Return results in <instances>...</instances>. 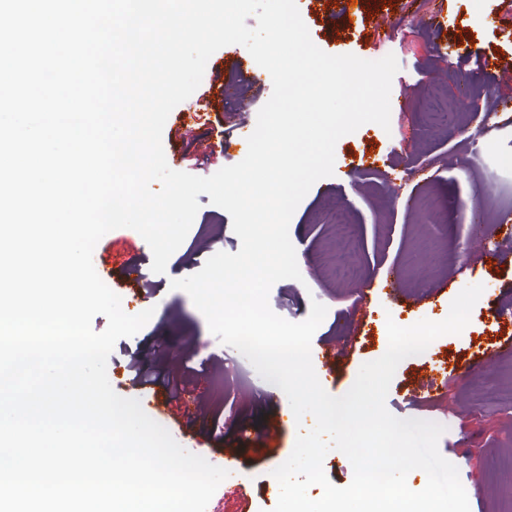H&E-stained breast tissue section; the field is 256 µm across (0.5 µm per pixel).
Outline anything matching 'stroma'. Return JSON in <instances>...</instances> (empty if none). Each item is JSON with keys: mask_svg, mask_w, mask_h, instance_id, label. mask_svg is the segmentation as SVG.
<instances>
[{"mask_svg": "<svg viewBox=\"0 0 512 512\" xmlns=\"http://www.w3.org/2000/svg\"><path fill=\"white\" fill-rule=\"evenodd\" d=\"M314 44L332 55L360 58L394 55L399 70L391 90L389 128L374 123L341 137L335 146L333 176L316 182L297 207L289 226L301 280L273 285L269 305L279 316L299 322L312 301L327 315L316 331L344 352L330 395L353 386L362 364L388 348L387 320L408 327L419 320H444L452 300L466 286L483 285L470 322L457 335L435 339L424 352L406 357L390 384L386 406L396 417L434 421L445 426L440 453L456 449L468 465L461 475L470 486V512H512L505 486L512 479V261L488 265L490 251L512 253L496 223L512 211V123L495 111L512 99V70L484 74L485 57L512 58V7L505 0H296ZM440 12L438 27L427 19ZM233 85L236 97L213 95L214 77ZM272 93V80H241L231 67L207 64L192 96L170 113L163 130L166 157L174 170L206 177L241 162L248 151L257 113ZM212 105L191 131L179 126L180 114L197 100ZM226 148L217 151V140ZM372 154L373 168L352 167ZM415 180H407V171ZM200 209L165 273L152 272V252H121L108 286L120 296L125 313L153 309L150 321L133 337L116 342L107 362L114 391L138 399L143 411L165 427L186 450L221 467L226 448L217 446L211 427L234 433L244 428L252 442L235 448L233 471L248 487L247 498H211L210 512H272L279 493L269 490L273 470L291 455L299 429L312 416L296 420L287 397L258 373L244 382L234 371L240 353L210 332L189 295L171 280L198 272L220 251L235 253L240 240L230 215L199 195ZM353 262L357 276L343 275ZM138 275L143 301L125 285L126 272ZM395 283L409 308L391 303L385 284ZM498 349L490 363H479L487 349ZM141 359L162 372L180 373L198 400L193 427L158 413L148 391L127 388L131 362ZM447 373L448 386L434 393L421 389L430 371ZM282 421L274 433L266 428Z\"/></svg>", "mask_w": 512, "mask_h": 512, "instance_id": "1", "label": "stroma"}]
</instances>
